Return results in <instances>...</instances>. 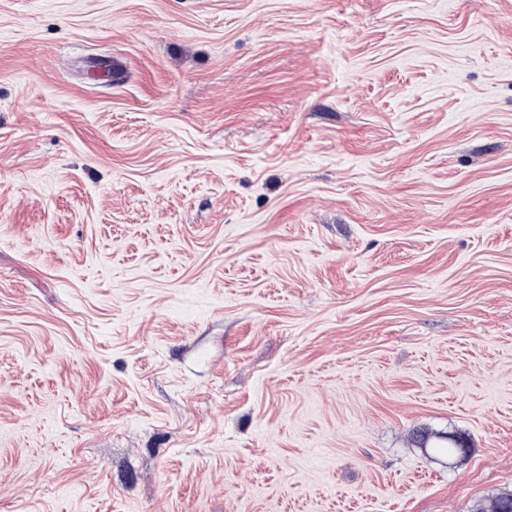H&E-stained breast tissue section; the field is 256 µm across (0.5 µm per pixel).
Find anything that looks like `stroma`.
<instances>
[{"label":"stroma","mask_w":512,"mask_h":512,"mask_svg":"<svg viewBox=\"0 0 512 512\" xmlns=\"http://www.w3.org/2000/svg\"><path fill=\"white\" fill-rule=\"evenodd\" d=\"M510 493L512 0H0V512Z\"/></svg>","instance_id":"obj_1"}]
</instances>
